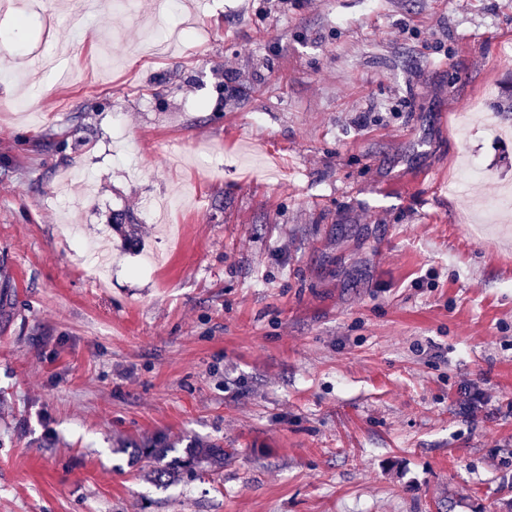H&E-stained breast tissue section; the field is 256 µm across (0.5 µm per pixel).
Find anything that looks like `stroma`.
Here are the masks:
<instances>
[{
	"instance_id": "1",
	"label": "stroma",
	"mask_w": 512,
	"mask_h": 512,
	"mask_svg": "<svg viewBox=\"0 0 512 512\" xmlns=\"http://www.w3.org/2000/svg\"><path fill=\"white\" fill-rule=\"evenodd\" d=\"M38 3L0 7V512H512V0ZM164 448L171 447L148 445L137 449L139 461L145 463L147 467H152L151 470H154L153 473L159 479L166 475L169 478H174L176 474L178 475L179 469H192L201 460L212 461L220 465V467H224V448L221 445L214 444L205 448L190 445L187 447V458L185 460L175 458L167 462L164 468H161V463L167 456V450Z\"/></svg>"
}]
</instances>
